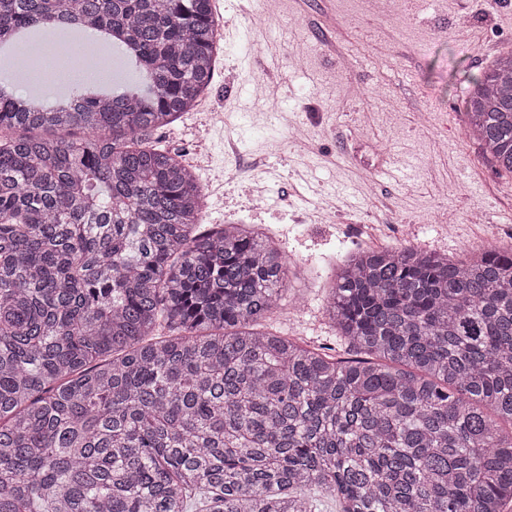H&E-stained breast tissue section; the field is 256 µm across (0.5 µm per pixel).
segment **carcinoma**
Instances as JSON below:
<instances>
[{
  "label": "carcinoma",
  "instance_id": "carcinoma-1",
  "mask_svg": "<svg viewBox=\"0 0 512 512\" xmlns=\"http://www.w3.org/2000/svg\"><path fill=\"white\" fill-rule=\"evenodd\" d=\"M26 27L109 28L149 81L0 96V512H507L512 250L349 254L326 306L349 357L265 332L288 260L200 230L154 140L212 82L213 0H0V41ZM464 96L512 173V52Z\"/></svg>",
  "mask_w": 512,
  "mask_h": 512
}]
</instances>
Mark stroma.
<instances>
[{"mask_svg":"<svg viewBox=\"0 0 512 512\" xmlns=\"http://www.w3.org/2000/svg\"><path fill=\"white\" fill-rule=\"evenodd\" d=\"M223 0L227 46L196 111L159 130L204 192V221L258 225L296 265V303L268 330L329 344L337 257L411 245L456 255L512 244V175L465 134L462 92L512 50V0ZM258 43L248 55L246 42ZM308 47L294 60L293 44ZM300 125L302 141L288 138ZM240 152L228 165L224 146ZM387 173L379 177L376 166ZM261 171L265 204L250 203Z\"/></svg>","mask_w":512,"mask_h":512,"instance_id":"35a3bbf8","label":"stroma"}]
</instances>
